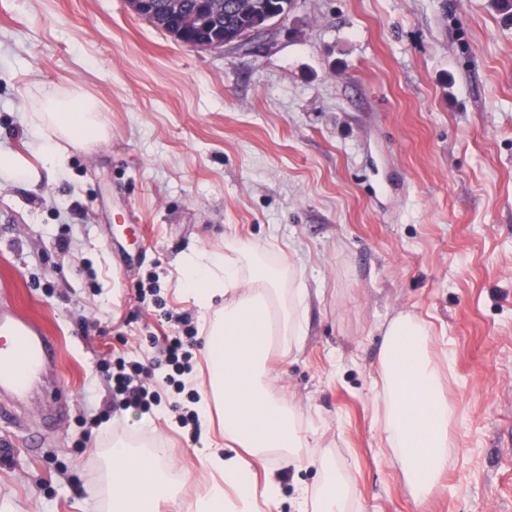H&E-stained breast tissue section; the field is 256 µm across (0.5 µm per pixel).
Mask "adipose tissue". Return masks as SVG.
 Listing matches in <instances>:
<instances>
[{"label":"adipose tissue","instance_id":"ef3b65f1","mask_svg":"<svg viewBox=\"0 0 512 512\" xmlns=\"http://www.w3.org/2000/svg\"><path fill=\"white\" fill-rule=\"evenodd\" d=\"M95 101L83 94L44 96L30 120L38 133L33 166L21 155L0 152V182H39L43 173L64 168L67 144L102 137ZM185 287L203 311L202 333L208 379L199 387L194 412L203 430L200 460L210 482L194 502L195 512H260L277 504L280 486L273 461L298 464L310 438L298 426L296 405L274 395L276 380L266 370L276 341L299 345L304 334L305 290L297 272L266 268L246 243L223 253L183 257ZM431 329L408 313L386 326L377 370L384 406L382 428L415 501L424 500L448 469V419L442 372L430 354ZM223 415L221 434L209 421ZM159 452H136L114 442L107 458L112 512H159L178 508V488L163 473ZM351 489L328 477L317 491L299 487L295 512H348Z\"/></svg>","mask_w":512,"mask_h":512}]
</instances>
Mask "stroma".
Here are the masks:
<instances>
[{"instance_id":"1","label":"stroma","mask_w":512,"mask_h":512,"mask_svg":"<svg viewBox=\"0 0 512 512\" xmlns=\"http://www.w3.org/2000/svg\"><path fill=\"white\" fill-rule=\"evenodd\" d=\"M496 3L293 0L245 44L196 50L126 0H0V151L36 160L45 91L95 98L106 133L0 186V306L58 337L46 385L65 410L0 419V512H102L118 438L163 443L190 505L209 477L178 421L189 393L159 370V404L118 409L99 363L150 365L153 336L200 326L177 261L231 241L307 290L306 336L268 368L316 434L300 466L276 462L275 512L330 468L353 512H512V16ZM401 312L432 324L452 411L448 470L420 504L374 399Z\"/></svg>"}]
</instances>
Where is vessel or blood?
<instances>
[{"label":"vessel or blood","mask_w":512,"mask_h":512,"mask_svg":"<svg viewBox=\"0 0 512 512\" xmlns=\"http://www.w3.org/2000/svg\"><path fill=\"white\" fill-rule=\"evenodd\" d=\"M59 347L53 337L30 319L0 310V393L20 399L30 376L53 365Z\"/></svg>","instance_id":"b4317fda"}]
</instances>
